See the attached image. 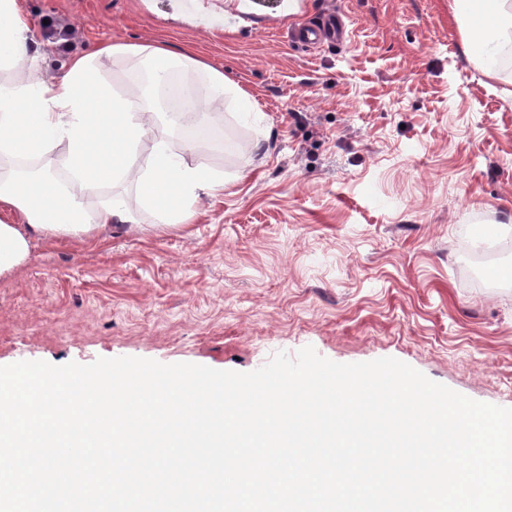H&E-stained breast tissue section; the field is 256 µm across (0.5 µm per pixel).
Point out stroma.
I'll use <instances>...</instances> for the list:
<instances>
[{"instance_id": "35a3bbf8", "label": "stroma", "mask_w": 512, "mask_h": 512, "mask_svg": "<svg viewBox=\"0 0 512 512\" xmlns=\"http://www.w3.org/2000/svg\"><path fill=\"white\" fill-rule=\"evenodd\" d=\"M260 0L282 15L212 33L172 0H20L50 74L108 40L193 44L268 118L194 163L240 172L191 224L36 241L0 279V366L132 356L250 372L311 346L398 359L512 407V59L462 51L449 0ZM341 13L345 47L289 45Z\"/></svg>"}]
</instances>
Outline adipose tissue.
<instances>
[{"mask_svg":"<svg viewBox=\"0 0 512 512\" xmlns=\"http://www.w3.org/2000/svg\"><path fill=\"white\" fill-rule=\"evenodd\" d=\"M175 3L173 21L223 32V12L206 0ZM449 8L464 53L494 75L512 56V0H451ZM33 42L19 0H0V279L27 266L36 238L84 242L116 224L181 229L201 197L232 180L188 162V152L202 140L223 143L229 126L264 124L239 84L191 46L110 40L51 75ZM106 59L125 67V89L105 74ZM205 99L234 110L190 127L189 106ZM131 180L134 210L115 190Z\"/></svg>","mask_w":512,"mask_h":512,"instance_id":"obj_1","label":"adipose tissue"}]
</instances>
